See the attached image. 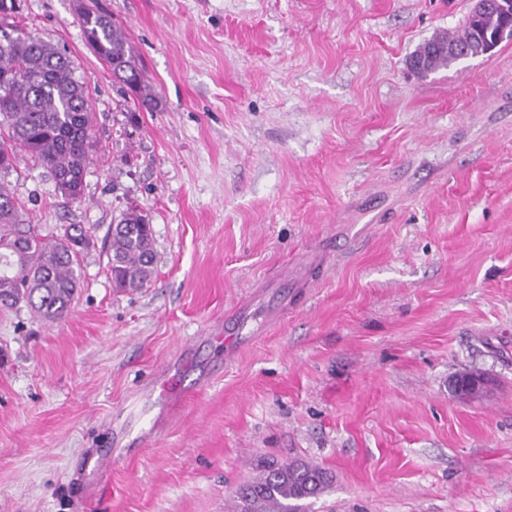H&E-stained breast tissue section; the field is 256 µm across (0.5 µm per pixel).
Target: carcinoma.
Here are the masks:
<instances>
[{
	"instance_id": "obj_1",
	"label": "carcinoma",
	"mask_w": 512,
	"mask_h": 512,
	"mask_svg": "<svg viewBox=\"0 0 512 512\" xmlns=\"http://www.w3.org/2000/svg\"><path fill=\"white\" fill-rule=\"evenodd\" d=\"M20 11L21 0H0V23L10 28V36L0 39V167L8 170L22 157L33 158L69 199L72 191L83 189L94 147L87 87L66 52L14 22ZM499 23L490 15L468 19L462 33L421 44L412 67L427 75L460 62L461 55H448V48L473 49ZM80 24L89 45L127 87L135 108H156L150 84L127 50L121 24L91 9L81 12ZM88 232L75 226L63 239H44L35 225L24 223L19 205L0 187V306L22 301L46 321L63 318L79 288L74 246L89 238ZM155 258L152 224L138 209H128L110 230L114 286L123 291L145 287ZM332 480L312 462H272L238 488L232 512H302L301 502L321 496Z\"/></svg>"
}]
</instances>
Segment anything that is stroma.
<instances>
[{
	"label": "stroma",
	"instance_id": "stroma-1",
	"mask_svg": "<svg viewBox=\"0 0 512 512\" xmlns=\"http://www.w3.org/2000/svg\"><path fill=\"white\" fill-rule=\"evenodd\" d=\"M22 4L85 80L96 149L73 203L34 159L0 171L42 235L92 230L62 319L0 308V512H228L293 460L333 475L306 512H512V41L424 76L414 51L472 0ZM84 7L123 25L156 111ZM132 206L155 272L123 291L108 234ZM184 345L208 384L161 399ZM465 370L490 381L470 402ZM147 432L87 496L85 457ZM80 24L89 45L109 66L112 73L122 82L136 109L153 110L157 99L150 92V84L143 70L129 54L126 46L128 37L121 26L109 14L84 9Z\"/></svg>",
	"mask_w": 512,
	"mask_h": 512
}]
</instances>
